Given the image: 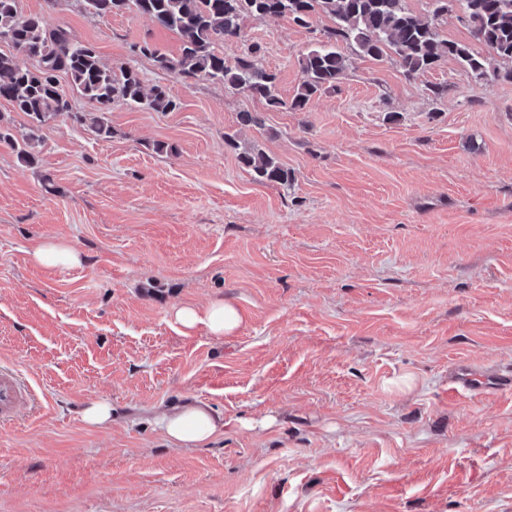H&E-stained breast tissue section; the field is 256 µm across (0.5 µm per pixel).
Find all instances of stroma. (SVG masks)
<instances>
[{"label":"stroma","instance_id":"obj_1","mask_svg":"<svg viewBox=\"0 0 512 512\" xmlns=\"http://www.w3.org/2000/svg\"><path fill=\"white\" fill-rule=\"evenodd\" d=\"M18 11L179 107L115 104L103 139L74 92L72 114L40 129L37 165L0 145V365L39 403L0 426V512H512V391L448 383L459 364L512 367V81L477 84L448 59L409 79L347 46L336 91L273 111L131 54L179 48L148 17L77 0ZM331 24L249 18L243 37L287 99ZM228 132L293 181L256 182ZM49 238L82 265L33 264ZM214 298L240 310L234 334L176 322ZM96 399L112 420L91 428ZM186 402L240 425L169 448L155 415ZM112 418V406L107 400L91 401L83 411L82 419L90 427H100Z\"/></svg>","mask_w":512,"mask_h":512}]
</instances>
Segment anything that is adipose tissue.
Here are the masks:
<instances>
[{"label":"adipose tissue","instance_id":"obj_1","mask_svg":"<svg viewBox=\"0 0 512 512\" xmlns=\"http://www.w3.org/2000/svg\"><path fill=\"white\" fill-rule=\"evenodd\" d=\"M179 324L188 329L205 327L209 334L221 338L232 334L242 323V316L231 303L221 299L205 307L185 305L175 311ZM158 423L175 448H198L208 445L223 433L226 422L204 403H184L161 411Z\"/></svg>","mask_w":512,"mask_h":512}]
</instances>
